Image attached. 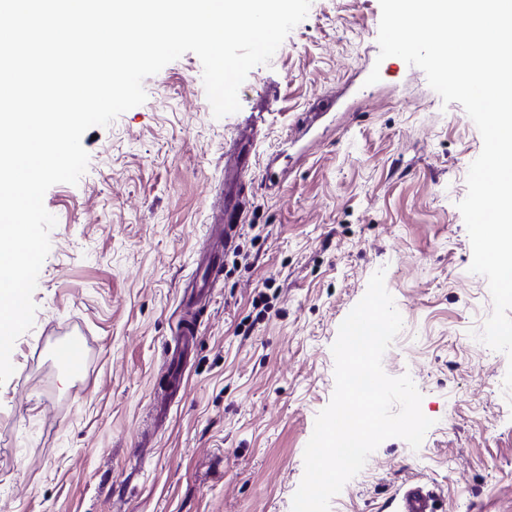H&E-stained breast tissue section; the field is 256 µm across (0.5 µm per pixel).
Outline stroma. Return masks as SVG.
Wrapping results in <instances>:
<instances>
[{"label":"stroma","instance_id":"1","mask_svg":"<svg viewBox=\"0 0 512 512\" xmlns=\"http://www.w3.org/2000/svg\"><path fill=\"white\" fill-rule=\"evenodd\" d=\"M380 18L379 0H312L250 70L238 112L214 117L188 52L144 80L143 104L83 135L86 171L44 196L57 225L34 324L0 384V512H291L339 326L380 269L403 318L383 369L411 376L433 424L419 449L383 441L330 512H396L414 479L444 512H512V360L475 337L493 303L458 209L482 138L420 68L379 59ZM247 124L249 207L191 310L186 393L156 426L179 289ZM73 338L79 377L55 356Z\"/></svg>","mask_w":512,"mask_h":512}]
</instances>
